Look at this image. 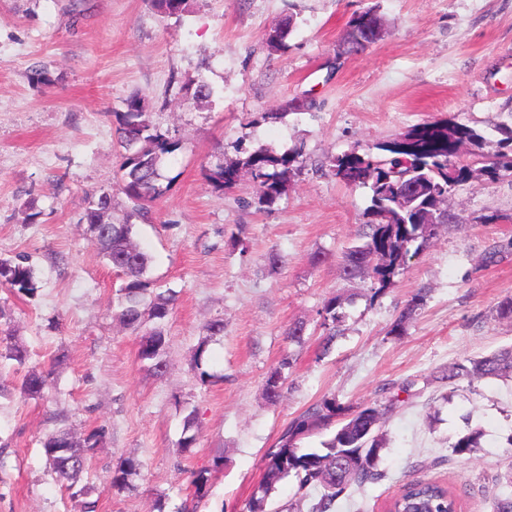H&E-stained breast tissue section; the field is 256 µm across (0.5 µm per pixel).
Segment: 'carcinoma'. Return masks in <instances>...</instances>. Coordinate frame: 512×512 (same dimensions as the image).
<instances>
[{
	"label": "carcinoma",
	"instance_id": "obj_1",
	"mask_svg": "<svg viewBox=\"0 0 512 512\" xmlns=\"http://www.w3.org/2000/svg\"><path fill=\"white\" fill-rule=\"evenodd\" d=\"M165 16L181 19L188 0H151ZM293 29V19L283 21L266 35L268 48H286V39ZM124 153L121 155L120 188L132 203L128 217L145 218L147 205L167 192L163 184V165L167 157L180 148V142L157 129L150 120L145 98L129 96L124 109L113 113ZM498 149L484 151L487 138L475 128L452 119L424 122L406 134L372 145H355L350 150L328 160V173L350 189L369 191L370 204L362 214L367 227L366 241L349 248L343 256L340 273L347 279L368 277L375 293L388 288L402 270L411 251H419L437 233L442 224H462L467 219L444 207L448 197L466 183L477 171L494 181L512 173V127L497 128ZM302 163V150L276 154L268 150L252 152L235 164L221 161L205 172L206 181L216 191L230 190L237 185L239 166L251 170L259 181L260 192L254 200L259 211H270L287 195L291 178ZM112 195L107 191L86 196L80 222L102 224L110 209ZM107 231L95 239L99 253L112 269L125 278L121 288V303L117 318L130 333L139 337L138 358L150 363L158 375L165 372L163 359L167 345L164 324L170 315L173 298L150 290L147 273L148 254L135 241L136 224H108ZM0 285L32 296L38 290L34 267L24 256L0 258ZM423 302L415 295L392 326L391 333L400 335L406 322ZM340 302L332 297L324 304L321 316L322 348L327 350L336 340L343 315ZM207 336L195 352V368L199 379L207 383L212 374L203 369L209 341L224 335V320L206 325ZM0 358L26 364L29 353L25 346L11 341L0 329ZM289 359L281 360L266 380L267 398L277 402L283 397V370ZM51 371L31 370L24 376L20 392L30 399L44 397ZM512 378V345L488 355L468 358L442 371L439 380L453 386L463 380L481 378ZM389 406L373 403L350 413L345 423L320 448H302L298 441L310 432L330 427L342 408L334 400L313 406L292 421L280 437L278 446L265 455L264 470L257 488L246 503V512H267V504L277 485L291 478L296 494L313 496L309 512H336L337 502L354 485L362 487L381 481V454L386 449L383 419ZM195 415L184 422L183 450L196 446ZM105 428L92 429L83 437L66 428H59L43 445V453L66 489L74 488L79 474L86 470L95 448L102 443ZM482 434L476 430L458 437L451 443V455L470 457L480 447ZM140 460L129 457L112 471L110 484L125 489L139 475ZM396 512H455L457 498L445 485L429 478H414L403 485L401 495L394 500Z\"/></svg>",
	"mask_w": 512,
	"mask_h": 512
}]
</instances>
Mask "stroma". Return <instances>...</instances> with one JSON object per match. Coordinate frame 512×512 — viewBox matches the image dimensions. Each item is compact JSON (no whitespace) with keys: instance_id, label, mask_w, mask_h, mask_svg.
<instances>
[{"instance_id":"obj_1","label":"stroma","mask_w":512,"mask_h":512,"mask_svg":"<svg viewBox=\"0 0 512 512\" xmlns=\"http://www.w3.org/2000/svg\"><path fill=\"white\" fill-rule=\"evenodd\" d=\"M377 8L386 33L357 55H341L350 18ZM292 18L288 47L265 35ZM44 65L53 85H33ZM202 81L210 97L189 101ZM145 97L153 124L181 142L165 168L166 194L150 204L137 239L151 255L152 288L171 290L166 370L138 358V336L117 321L122 276L100 257L80 217L86 194L112 195V220L131 204L120 191L113 111ZM279 113L276 121L262 113ZM453 117L497 148L496 126H512V0H189L182 20L150 0H0V257H28L39 290L0 286L4 311L28 368L65 362L41 399L20 393L22 371L0 359V512H77L57 481L43 442L58 425L106 436L79 487L98 512H243L264 457L289 423L314 404L357 408L399 396L388 412L385 477L353 489L336 512H385L412 467L456 490L461 512H491L512 493V382L478 379L456 389L440 371L512 345V321L495 309L512 296V175L476 176L450 199L464 225L442 227L393 285L376 295L367 278L345 280L343 252L364 242L365 190L320 167L354 143L371 144ZM302 147L303 164L271 211L250 207L256 184L240 170L234 189L214 191L203 170L216 153H277ZM283 265L269 270L265 257ZM496 262H487L490 252ZM319 264H312L314 255ZM425 302L403 335L389 330L418 291ZM342 300L329 351L320 312ZM223 320L208 345L201 383L194 353L206 325ZM307 326L303 342L289 325ZM284 394L264 395L282 359ZM198 414V441L181 452L184 420ZM484 432L473 457L449 446ZM143 467L132 489L110 486L124 458ZM207 471L195 499L194 472Z\"/></svg>"}]
</instances>
